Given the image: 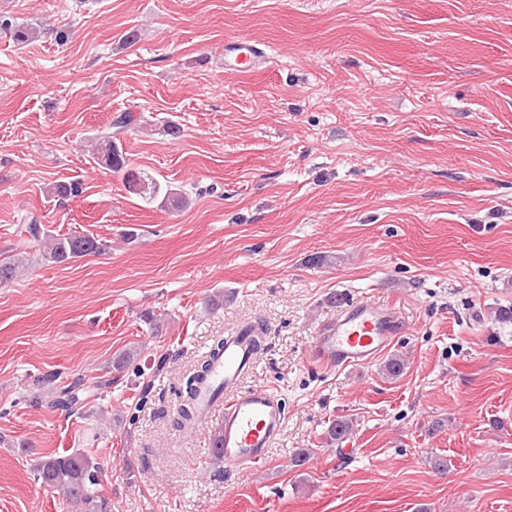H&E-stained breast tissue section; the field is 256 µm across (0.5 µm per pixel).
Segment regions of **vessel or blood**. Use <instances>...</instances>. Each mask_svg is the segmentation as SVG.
I'll use <instances>...</instances> for the list:
<instances>
[{"label": "vessel or blood", "instance_id": "1", "mask_svg": "<svg viewBox=\"0 0 512 512\" xmlns=\"http://www.w3.org/2000/svg\"><path fill=\"white\" fill-rule=\"evenodd\" d=\"M263 57V50L245 38L224 46L226 66L237 74L256 71ZM401 329L394 309L364 298L340 307L322 324L314 357L330 369L367 365L393 345ZM256 340L257 332L249 324L225 336L223 350L210 357L208 375L196 393L202 420L220 419L219 452L228 469L263 464L285 422L284 406L274 389L241 386L257 357Z\"/></svg>", "mask_w": 512, "mask_h": 512}]
</instances>
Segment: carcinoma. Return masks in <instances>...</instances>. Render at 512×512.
I'll return each mask as SVG.
<instances>
[{"label": "carcinoma", "instance_id": "obj_1", "mask_svg": "<svg viewBox=\"0 0 512 512\" xmlns=\"http://www.w3.org/2000/svg\"><path fill=\"white\" fill-rule=\"evenodd\" d=\"M0 31L18 45L27 44L33 35V29L16 25L8 20H0ZM133 123V115L128 113L117 116L106 125L96 137V158L109 169L123 173L126 190L143 199L158 200L161 206L177 211L187 203L185 193L169 185L162 186L127 168L122 149L118 146V136L125 133ZM53 194L61 200L74 198L81 193L77 182H58L52 187ZM26 236L21 238L20 246L25 247L30 240L44 243L42 258L50 263L61 264L91 254H97L107 248L101 239L90 235L54 236L44 231L33 220L24 229ZM208 369V359H201L185 382L186 399L179 406V415L186 423L194 420L193 394L196 383ZM353 421L347 417H338L327 429L328 440L339 443L352 434ZM34 477L41 484L62 494L71 512H106L105 499L100 494L99 467L86 452L75 450L69 454H51L44 456L34 468Z\"/></svg>", "mask_w": 512, "mask_h": 512}]
</instances>
